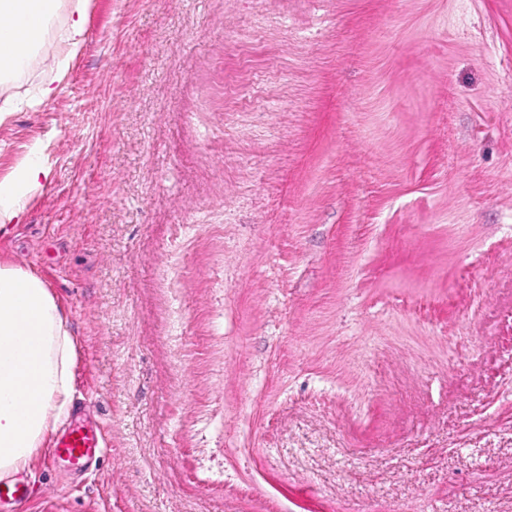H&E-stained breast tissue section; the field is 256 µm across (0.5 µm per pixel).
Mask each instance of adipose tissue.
Segmentation results:
<instances>
[{
    "mask_svg": "<svg viewBox=\"0 0 512 512\" xmlns=\"http://www.w3.org/2000/svg\"><path fill=\"white\" fill-rule=\"evenodd\" d=\"M87 0H0V81L23 71L49 25L57 35L48 97L85 41ZM48 172L31 157L0 181V231L16 223ZM74 346L55 297L32 272L0 266V479L27 470L48 433L70 413Z\"/></svg>",
    "mask_w": 512,
    "mask_h": 512,
    "instance_id": "ef3b65f1",
    "label": "adipose tissue"
}]
</instances>
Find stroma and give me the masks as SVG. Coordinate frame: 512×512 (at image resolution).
I'll list each match as a JSON object with an SVG mask.
<instances>
[{"label": "stroma", "mask_w": 512, "mask_h": 512, "mask_svg": "<svg viewBox=\"0 0 512 512\" xmlns=\"http://www.w3.org/2000/svg\"><path fill=\"white\" fill-rule=\"evenodd\" d=\"M8 85L0 234L75 344L25 512H512V0H89ZM47 176L48 170L33 155L11 178L0 181V232L19 220L28 198L41 188V180ZM104 439L97 430L73 426L55 443V454L74 466H84L102 451Z\"/></svg>", "instance_id": "35a3bbf8"}]
</instances>
